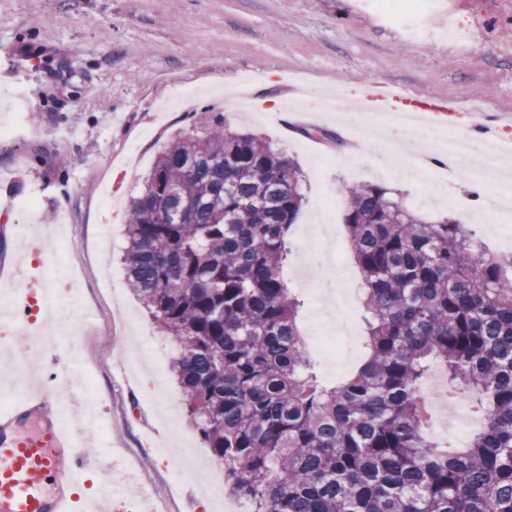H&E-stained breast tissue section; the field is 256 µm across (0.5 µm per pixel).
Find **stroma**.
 <instances>
[{
	"label": "stroma",
	"instance_id": "35a3bbf8",
	"mask_svg": "<svg viewBox=\"0 0 512 512\" xmlns=\"http://www.w3.org/2000/svg\"><path fill=\"white\" fill-rule=\"evenodd\" d=\"M463 30L454 42L414 40L393 22L362 10L360 0H0V123L28 114L26 129L0 138V283H33L37 257L25 254L18 225L33 223L50 243L58 278L75 279L61 304L52 349L69 353L77 375L55 369L52 383L72 392L75 410L97 408L99 429L87 451L122 449L142 483L158 492L157 512H206L196 486L223 481L190 422L170 373L165 342L133 295L120 263L132 197L171 134L203 113H223L236 129L258 133L299 164L306 202L292 227L283 268L303 302L309 331L324 288L337 271L360 284L344 228L342 185L392 188L416 217L451 215L472 225L495 252L512 229V210L468 215L445 203L426 205L429 181L404 180L403 163L374 134L361 150L304 137L316 127L342 135L335 118L312 120L323 91L342 84L355 104L381 84L415 96H448L461 110L512 116V0H441ZM35 195L34 216L14 209ZM326 207L335 228L337 265L310 253L303 234L312 211ZM163 444L195 448L189 477L158 452Z\"/></svg>",
	"mask_w": 512,
	"mask_h": 512
}]
</instances>
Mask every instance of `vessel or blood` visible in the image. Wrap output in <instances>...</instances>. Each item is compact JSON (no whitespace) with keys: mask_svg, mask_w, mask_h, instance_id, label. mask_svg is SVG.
Segmentation results:
<instances>
[{"mask_svg":"<svg viewBox=\"0 0 512 512\" xmlns=\"http://www.w3.org/2000/svg\"><path fill=\"white\" fill-rule=\"evenodd\" d=\"M418 111L447 122L456 111L447 97L417 101ZM52 393H22L17 405L0 412V512H78L73 488L92 462L77 446L93 428L82 414L58 419Z\"/></svg>","mask_w":512,"mask_h":512,"instance_id":"vessel-or-blood-1","label":"vessel or blood"}]
</instances>
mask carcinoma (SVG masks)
<instances>
[{
  "instance_id": "obj_1",
  "label": "carcinoma",
  "mask_w": 512,
  "mask_h": 512,
  "mask_svg": "<svg viewBox=\"0 0 512 512\" xmlns=\"http://www.w3.org/2000/svg\"><path fill=\"white\" fill-rule=\"evenodd\" d=\"M341 193L367 354L335 384L280 277L297 163L213 112L170 139L130 201L126 279L175 346L224 487L252 512H512V258L477 256L468 225L426 224L382 185ZM434 362L484 420L453 454L426 433Z\"/></svg>"
}]
</instances>
